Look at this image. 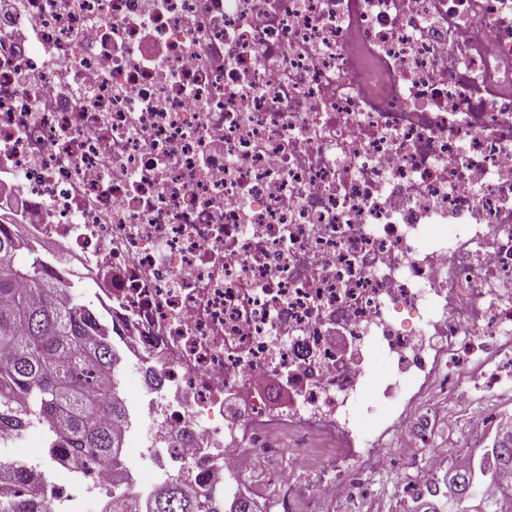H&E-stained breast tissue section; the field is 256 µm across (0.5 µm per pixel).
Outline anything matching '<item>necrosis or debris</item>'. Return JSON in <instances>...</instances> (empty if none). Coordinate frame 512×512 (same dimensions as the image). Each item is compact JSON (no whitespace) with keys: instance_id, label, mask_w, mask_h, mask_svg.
I'll use <instances>...</instances> for the list:
<instances>
[{"instance_id":"4bbe7bcc","label":"necrosis or debris","mask_w":512,"mask_h":512,"mask_svg":"<svg viewBox=\"0 0 512 512\" xmlns=\"http://www.w3.org/2000/svg\"><path fill=\"white\" fill-rule=\"evenodd\" d=\"M0 194L138 362L122 494L325 512L512 369V0H0Z\"/></svg>"}]
</instances>
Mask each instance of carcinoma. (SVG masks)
Wrapping results in <instances>:
<instances>
[{"label":"carcinoma","instance_id":"cac0c4a2","mask_svg":"<svg viewBox=\"0 0 512 512\" xmlns=\"http://www.w3.org/2000/svg\"><path fill=\"white\" fill-rule=\"evenodd\" d=\"M71 278L49 273L40 252L0 229V424L18 431L47 418L52 452L83 451L103 462L123 451L117 426L125 403L95 381L117 365L112 332L97 323ZM10 486L38 495L27 464L0 462ZM147 512H203L204 503L173 480L148 500Z\"/></svg>","mask_w":512,"mask_h":512}]
</instances>
